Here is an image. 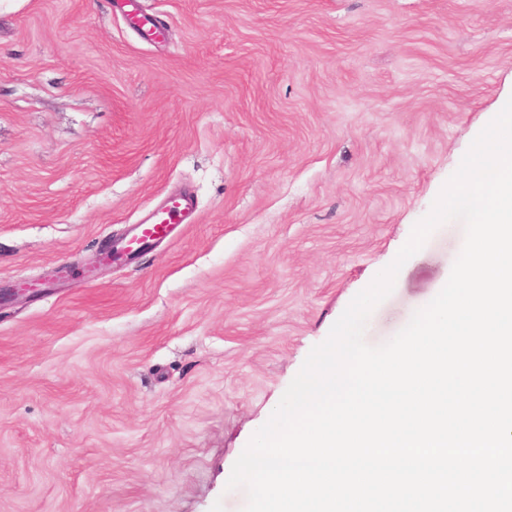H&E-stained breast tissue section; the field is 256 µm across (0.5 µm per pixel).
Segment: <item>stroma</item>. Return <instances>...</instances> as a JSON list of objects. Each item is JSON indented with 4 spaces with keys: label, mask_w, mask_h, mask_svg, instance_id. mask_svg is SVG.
<instances>
[{
    "label": "stroma",
    "mask_w": 512,
    "mask_h": 512,
    "mask_svg": "<svg viewBox=\"0 0 512 512\" xmlns=\"http://www.w3.org/2000/svg\"><path fill=\"white\" fill-rule=\"evenodd\" d=\"M0 0V512H244L233 465L512 98V0ZM191 218L92 278L171 193ZM439 226L371 313L447 282Z\"/></svg>",
    "instance_id": "35a3bbf8"
}]
</instances>
